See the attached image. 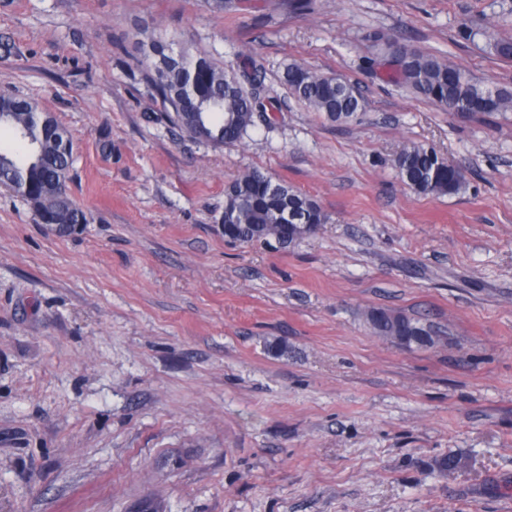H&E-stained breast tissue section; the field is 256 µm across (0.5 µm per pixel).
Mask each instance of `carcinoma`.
<instances>
[{"label":"carcinoma","mask_w":512,"mask_h":512,"mask_svg":"<svg viewBox=\"0 0 512 512\" xmlns=\"http://www.w3.org/2000/svg\"><path fill=\"white\" fill-rule=\"evenodd\" d=\"M146 79L168 120L188 137L216 147L238 143L274 111L265 87L266 68L248 55L241 73L229 72L208 56L179 52L181 63L161 65L154 54L168 44L154 34L144 41ZM397 78L417 96L464 117L512 112V89L484 83L451 62L409 50L396 60ZM291 94L330 122L345 123L362 109L363 98L350 82L301 65L282 75ZM36 105L0 96V124L12 138L0 142V185L18 193L34 218L45 224H83L86 216L68 193L73 153L57 141V124H42ZM402 183L419 194L455 195L465 178L458 167L423 145L404 148L394 160ZM327 222L318 201L265 172L252 169L224 189V237L232 242L295 245ZM367 320L392 342L432 346L430 327L403 314L372 310Z\"/></svg>","instance_id":"obj_1"}]
</instances>
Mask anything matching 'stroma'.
Masks as SVG:
<instances>
[{
	"label": "stroma",
	"mask_w": 512,
	"mask_h": 512,
	"mask_svg": "<svg viewBox=\"0 0 512 512\" xmlns=\"http://www.w3.org/2000/svg\"><path fill=\"white\" fill-rule=\"evenodd\" d=\"M475 21L489 35L463 37ZM150 33L228 70L262 58L270 124L183 134L145 79ZM491 35L512 40V0H0V95L69 131L87 216L60 234L0 188V512H512V112H449L389 55L512 88ZM294 62L354 84L357 118L308 111ZM413 142L459 194L401 183ZM253 168L327 223L287 249L225 239L224 188ZM378 309L438 343L380 337Z\"/></svg>",
	"instance_id": "35a3bbf8"
}]
</instances>
